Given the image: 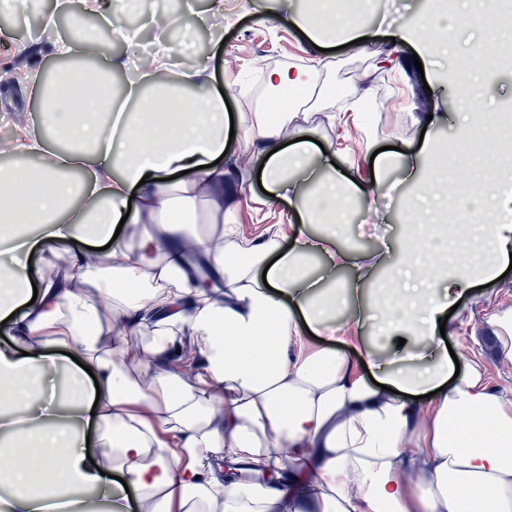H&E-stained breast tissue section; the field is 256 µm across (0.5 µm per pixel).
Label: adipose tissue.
I'll return each instance as SVG.
<instances>
[{"instance_id": "1", "label": "adipose tissue", "mask_w": 512, "mask_h": 512, "mask_svg": "<svg viewBox=\"0 0 512 512\" xmlns=\"http://www.w3.org/2000/svg\"><path fill=\"white\" fill-rule=\"evenodd\" d=\"M319 23L286 17L315 45L365 37L369 0H315ZM99 89L74 72L45 87L34 78L24 92L42 115L23 130L15 155L51 156L43 167L0 169V321L24 340V354L0 351V437L16 463L12 490L0 512H56L73 504L79 485L112 500L118 481L136 493L139 512H512V393L493 386L483 363L446 359L428 365L395 351L371 380L368 325L385 340L435 342L448 301L497 280L512 261V185H474L459 206L493 210L482 224H440L448 209V152L422 144L420 164L408 153L374 160L368 175L334 166L333 151L298 139L293 114L326 89L328 65L266 72L280 109L230 117L225 94L208 92L207 69L168 72L163 61L140 70L113 92L114 73L127 59L97 53ZM169 74L159 84L155 71ZM434 122L474 129L470 146L494 168L512 164V146L496 147L505 124L493 112L437 114ZM241 152L264 159L266 192L287 200L298 228L290 245L270 237L239 244L230 237L235 212L224 205L220 159L231 126ZM326 174L310 189L294 181L309 161ZM417 168L419 185L406 200L412 226L395 262L368 264L340 246L347 200L375 194L389 165ZM325 216L321 234L304 225ZM219 236L187 233L199 219ZM144 225L133 255L111 262L120 221ZM19 224L36 239L13 234ZM106 243L89 254L84 238ZM77 241L66 270L53 279L29 268L33 251L54 252ZM322 257L321 276L311 262ZM386 267L380 300L365 296L377 267ZM81 280L86 292L71 283ZM351 306L347 320L338 309ZM152 323L145 368L127 357L124 330ZM334 338L335 346L306 345L302 335ZM110 347H103L104 336ZM193 337L202 369L193 382L167 369L183 336ZM78 348L75 378L92 371L63 406L53 392L26 405L32 370L55 369L57 350ZM23 403L21 414L2 412ZM96 426L100 449L87 453L79 427ZM232 456L254 474L226 480L216 461ZM419 481H410L409 471Z\"/></svg>"}]
</instances>
